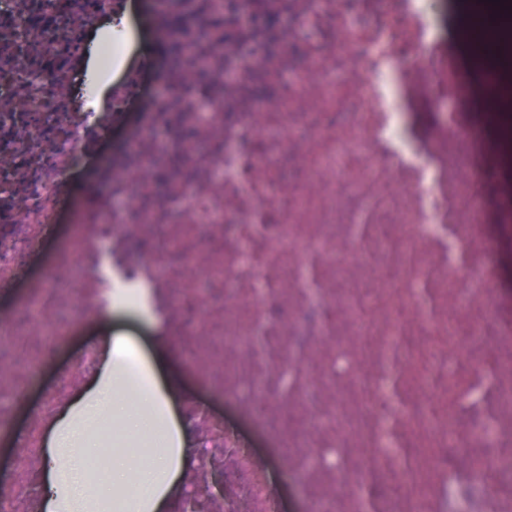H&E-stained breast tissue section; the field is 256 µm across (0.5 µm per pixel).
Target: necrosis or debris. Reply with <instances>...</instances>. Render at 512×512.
<instances>
[{
    "label": "necrosis or debris",
    "mask_w": 512,
    "mask_h": 512,
    "mask_svg": "<svg viewBox=\"0 0 512 512\" xmlns=\"http://www.w3.org/2000/svg\"><path fill=\"white\" fill-rule=\"evenodd\" d=\"M117 0H0V288L39 250L76 155L102 115L70 86L92 22ZM423 0L344 27L373 79L336 77L343 0H224L207 56L225 93L149 112L115 148L102 206L69 239L0 335L65 336L55 314L103 301L97 272L175 314L192 368L254 419L294 477L297 512H512V332L472 262L487 204L423 157L389 62L420 59ZM474 43L489 116L512 128V10ZM304 39L281 30L286 16ZM81 268L79 279L64 272ZM224 512H282L249 442L224 432Z\"/></svg>",
    "instance_id": "4bbe7bcc"
}]
</instances>
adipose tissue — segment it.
Here are the masks:
<instances>
[{"label": "adipose tissue", "mask_w": 512, "mask_h": 512, "mask_svg": "<svg viewBox=\"0 0 512 512\" xmlns=\"http://www.w3.org/2000/svg\"><path fill=\"white\" fill-rule=\"evenodd\" d=\"M128 354L127 339L113 337L110 356L99 373L95 403L79 400L70 416L56 421L45 454L69 444L77 445L79 451L64 474L48 472L50 492L43 502L45 512H86L90 497L86 495L85 478L91 468L96 471L93 498L102 512H162L168 492L184 467V434L169 415L166 393L160 386L113 384L112 374L124 368ZM131 405L138 411L140 434L145 436L157 429L161 438L147 448L114 452L111 466L98 467L91 454V428L103 416L122 412Z\"/></svg>", "instance_id": "obj_1"}]
</instances>
